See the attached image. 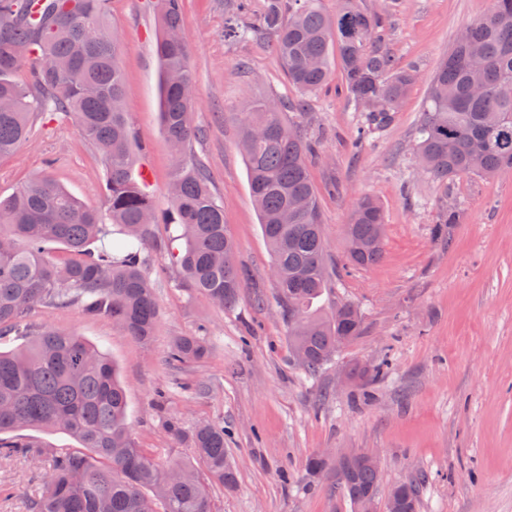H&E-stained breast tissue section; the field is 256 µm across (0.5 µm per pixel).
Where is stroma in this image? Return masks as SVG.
Masks as SVG:
<instances>
[{
    "label": "stroma",
    "mask_w": 512,
    "mask_h": 512,
    "mask_svg": "<svg viewBox=\"0 0 512 512\" xmlns=\"http://www.w3.org/2000/svg\"><path fill=\"white\" fill-rule=\"evenodd\" d=\"M386 14L389 53L415 72L398 112L370 124L342 92L340 71L294 116L314 146L327 254L337 275L320 304L348 301L364 329L316 374L294 358L278 301L238 133L258 99L292 101L270 38L224 36V0H183V37L197 70L192 121L202 136L192 156L209 170L242 272L232 308H220L184 284L168 246L170 227L152 225L143 270L159 306L148 342L124 336L79 306L38 308L32 329L62 328L117 366L127 392V421L140 446L166 462L193 451L165 431L168 415L186 427L223 424L234 489L212 487L214 512H352L334 466L307 463L321 451L375 453L377 502L390 488L421 479L418 512H512V172L463 175L442 185L415 162L423 104L434 72L459 33L485 16L491 0H361ZM108 21L120 37L125 110L137 170L150 174L159 215L170 209L172 158L160 118L155 0H111ZM49 170L80 201L102 205L106 169L74 121L33 115L27 142L0 160V195ZM379 201L386 225L383 257L359 269L346 256L345 226L356 199ZM458 223L435 235L444 209ZM203 336L207 356L173 366L178 336ZM46 468L0 462V512H27Z\"/></svg>",
    "instance_id": "obj_1"
}]
</instances>
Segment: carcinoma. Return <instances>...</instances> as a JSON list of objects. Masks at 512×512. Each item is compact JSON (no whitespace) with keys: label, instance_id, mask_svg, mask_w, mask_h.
<instances>
[{"label":"carcinoma","instance_id":"cac0c4a2","mask_svg":"<svg viewBox=\"0 0 512 512\" xmlns=\"http://www.w3.org/2000/svg\"><path fill=\"white\" fill-rule=\"evenodd\" d=\"M110 0H0V159L27 141L35 112L75 121L105 162L104 208L84 205L41 173L0 197V336H33L15 351H0V458L42 460L49 473L29 512H212L209 488L232 489L237 469L227 462L224 426L190 430L165 421L173 439L188 444L191 460L158 462L138 447L127 423V397L115 364L81 337L60 328L31 331L37 307L78 304L85 315L106 317L126 336L147 342L158 303L143 271L152 197L131 175L132 133L124 112L125 80L118 35L107 23ZM243 0H224V35L273 38L298 106L339 65L349 99L368 109L374 125L401 106L415 79L381 42L384 17L340 0L328 15L321 0H264L244 23ZM159 22L160 117L173 156L169 183L173 242L189 288L231 307L242 279L224 227V207L210 175L190 156L195 70L182 36V0H156ZM468 41L454 42L425 100L416 152L422 172L446 184L459 175L493 176L512 169V0H493L489 14L469 25ZM384 98L388 110L369 108ZM258 100L239 133L253 202L274 260L279 301L288 318L294 354L310 373L359 336L363 319L351 303L339 313L316 306L332 287L319 198L311 179V147L286 118ZM380 203L362 197L346 225L350 261L361 268L383 255ZM61 243L75 258L61 262L46 248ZM207 355L198 336H179L169 357L178 363ZM31 428L60 430L77 448H44L25 438ZM356 503L377 493V471L360 467L336 480ZM417 510L411 477L392 487Z\"/></svg>","mask_w":512,"mask_h":512}]
</instances>
